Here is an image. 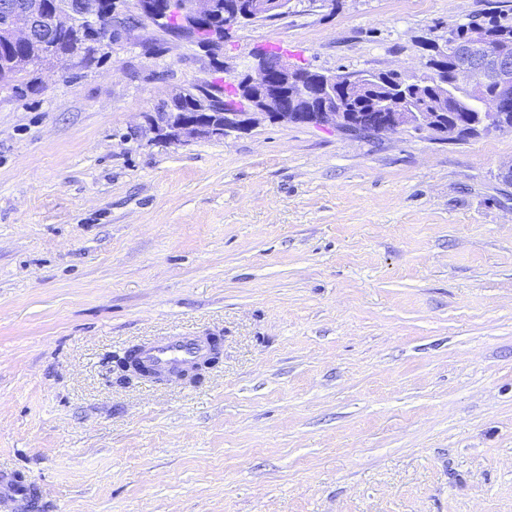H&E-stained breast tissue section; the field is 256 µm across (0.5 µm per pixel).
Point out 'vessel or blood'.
Here are the masks:
<instances>
[{
	"mask_svg": "<svg viewBox=\"0 0 512 512\" xmlns=\"http://www.w3.org/2000/svg\"><path fill=\"white\" fill-rule=\"evenodd\" d=\"M209 352L210 344L206 338L178 333L142 345L141 359L158 373L169 374L188 369L197 360L207 357ZM30 495V485L16 476L0 475V498L14 503L18 512H24Z\"/></svg>",
	"mask_w": 512,
	"mask_h": 512,
	"instance_id": "1",
	"label": "vessel or blood"
}]
</instances>
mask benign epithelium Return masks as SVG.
Here are the masks:
<instances>
[{
  "mask_svg": "<svg viewBox=\"0 0 512 512\" xmlns=\"http://www.w3.org/2000/svg\"><path fill=\"white\" fill-rule=\"evenodd\" d=\"M105 0H59L48 8L45 0H0L3 30L12 43H29L40 33H55L62 25L90 23L98 31L99 42H112L114 16L103 9ZM290 0H228L224 3V30L205 34L203 29L218 15L216 0H167L152 3L136 0L140 15L149 20H167L177 16L172 34L181 39H194L213 55H219L224 41L244 16L248 19L275 16L288 10ZM457 59L454 81L472 90L478 89L477 75L489 74L499 81V97L481 113L474 132L512 131L502 104L512 99V43L495 47L487 44L480 28H475L469 43L455 48ZM355 92L365 87V77L351 78L334 72L307 75L299 65L288 62L279 52L268 51L257 56L249 70L233 79L237 93L235 105L222 112L191 115L187 112H157L152 126L157 136L170 141L224 139L250 131L266 122L271 124H304L329 126L344 133L374 135L399 131L414 132L433 140L448 139V124L441 122L438 112H351L336 97V84ZM197 98L217 100L224 97L222 87L206 80L182 92Z\"/></svg>",
  "mask_w": 512,
  "mask_h": 512,
  "instance_id": "7a95c632",
  "label": "benign epithelium"
}]
</instances>
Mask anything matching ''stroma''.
Here are the masks:
<instances>
[{
    "label": "stroma",
    "mask_w": 512,
    "mask_h": 512,
    "mask_svg": "<svg viewBox=\"0 0 512 512\" xmlns=\"http://www.w3.org/2000/svg\"><path fill=\"white\" fill-rule=\"evenodd\" d=\"M116 15L108 47L0 86V474L25 512H512V131L151 129L257 49L420 71L512 0H292L216 60ZM178 332L222 337L203 380L119 382ZM31 496V485L10 474L0 475V498L15 504L16 509L23 510Z\"/></svg>",
    "instance_id": "35a3bbf8"
}]
</instances>
